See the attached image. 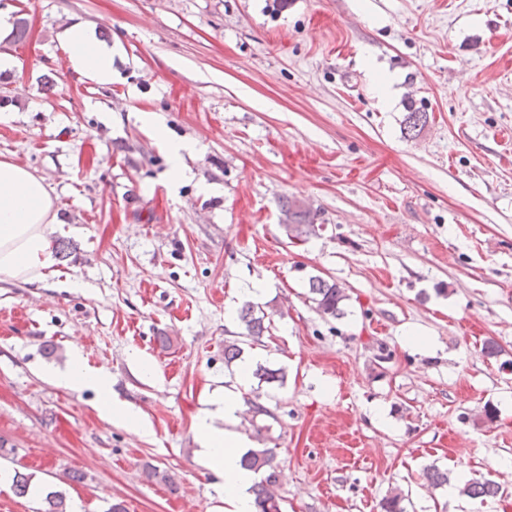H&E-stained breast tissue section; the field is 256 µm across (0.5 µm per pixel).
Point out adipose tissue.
I'll use <instances>...</instances> for the list:
<instances>
[{
  "label": "adipose tissue",
  "mask_w": 512,
  "mask_h": 512,
  "mask_svg": "<svg viewBox=\"0 0 512 512\" xmlns=\"http://www.w3.org/2000/svg\"><path fill=\"white\" fill-rule=\"evenodd\" d=\"M68 61L73 71L105 86L112 82V51L96 42L89 27L75 23L65 31ZM52 189L43 177L9 158L0 159V276L30 281L43 276L56 259L47 233L55 223ZM65 386L80 385L96 390L107 420L121 423L137 431H145L137 411L115 400L106 374L89 370L81 357H74L70 367L56 373ZM240 409L233 391H226L217 406L223 414L225 429H216L210 415L196 424L200 442L197 455L201 463L224 489L225 512H255L248 492L250 474L240 465V449L244 440L232 431Z\"/></svg>",
  "instance_id": "ef3b65f1"
}]
</instances>
